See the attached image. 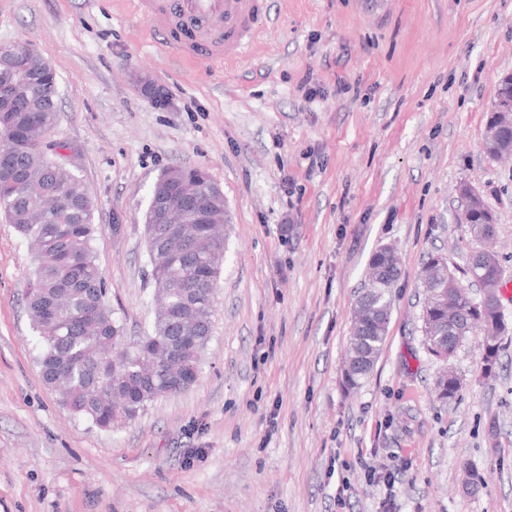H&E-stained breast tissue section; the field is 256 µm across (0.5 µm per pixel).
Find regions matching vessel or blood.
<instances>
[{
	"mask_svg": "<svg viewBox=\"0 0 512 512\" xmlns=\"http://www.w3.org/2000/svg\"><path fill=\"white\" fill-rule=\"evenodd\" d=\"M166 46L208 64L230 65L256 34L264 0H137Z\"/></svg>",
	"mask_w": 512,
	"mask_h": 512,
	"instance_id": "vessel-or-blood-1",
	"label": "vessel or blood"
}]
</instances>
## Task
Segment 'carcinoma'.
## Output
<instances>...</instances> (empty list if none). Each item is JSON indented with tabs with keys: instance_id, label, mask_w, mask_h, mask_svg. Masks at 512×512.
Segmentation results:
<instances>
[{
	"instance_id": "1",
	"label": "carcinoma",
	"mask_w": 512,
	"mask_h": 512,
	"mask_svg": "<svg viewBox=\"0 0 512 512\" xmlns=\"http://www.w3.org/2000/svg\"><path fill=\"white\" fill-rule=\"evenodd\" d=\"M30 65L36 75L24 79L0 65V85L18 86L36 108L34 112H0L7 126L11 158L20 169L17 177L0 175V210L17 230L31 240L37 269L27 292L30 320L41 339L39 362L43 381L57 390L60 401L75 414L102 430L112 429L115 417L135 419L147 403L166 394V387L183 379L181 390L197 379L200 354L211 335L217 278L224 260V194L216 193L210 224H147V253L156 290V311L151 332L145 336L159 346L172 341L167 310L184 302L194 307L199 341L186 348L176 369H158L154 381L141 379L145 364L141 348L127 341L124 328L105 305V280L97 263L94 240V202L80 176L58 165L48 153V136L56 125L57 99L48 92L53 69L36 56ZM485 153L499 157L512 147V129L484 139ZM205 170L173 167L163 172L151 194H177L185 188L209 189ZM494 220L482 204L469 211L467 224L483 237ZM400 260L390 247L380 248L368 264V290L359 299L363 317L350 331L348 355L359 362L344 372V386L353 390L371 372L386 340L392 312V288L400 277ZM480 280L501 290L504 270L493 256L469 257ZM426 303L422 309L423 346L436 361H450L458 346L456 328L448 320L455 307L470 330L480 336L484 375L493 374L508 344L509 324L493 310L479 308L460 290L448 261L432 256L419 278ZM438 398L452 401L461 386L450 369L438 375Z\"/></svg>"
}]
</instances>
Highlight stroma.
<instances>
[{
	"instance_id": "obj_1",
	"label": "stroma",
	"mask_w": 512,
	"mask_h": 512,
	"mask_svg": "<svg viewBox=\"0 0 512 512\" xmlns=\"http://www.w3.org/2000/svg\"><path fill=\"white\" fill-rule=\"evenodd\" d=\"M268 9L249 55L206 66L168 55L136 0H0V46L29 45L57 75L50 140L95 201L105 302L128 336L153 319L144 222L159 175L206 169L230 214L196 383L103 431L42 379L35 254L0 212V512H512V346L487 377L466 338L450 361L460 392L437 400L417 286L436 252L470 283L484 243L456 221L463 184L493 212L512 278V159L482 147L512 74V0ZM384 245L401 267L387 337L350 393L352 312Z\"/></svg>"
}]
</instances>
